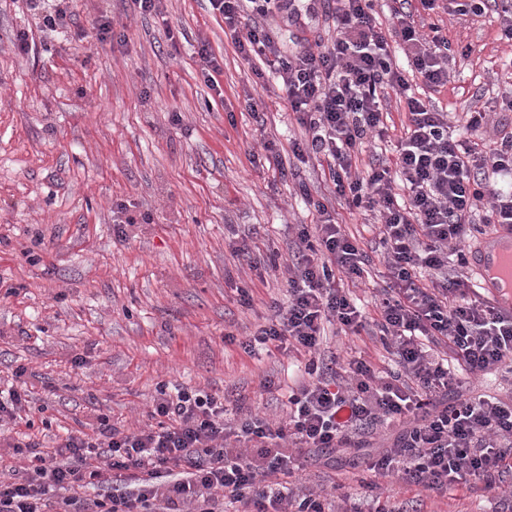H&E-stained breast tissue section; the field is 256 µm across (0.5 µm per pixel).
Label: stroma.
<instances>
[{
  "label": "stroma",
  "instance_id": "stroma-1",
  "mask_svg": "<svg viewBox=\"0 0 512 512\" xmlns=\"http://www.w3.org/2000/svg\"><path fill=\"white\" fill-rule=\"evenodd\" d=\"M294 6L300 23L283 12L265 22L285 50L328 33L325 0L311 14L307 0ZM62 7L70 21L49 31L24 0H0V391L29 390L30 435L48 448L100 415L121 430L146 427L162 383L239 397L280 420L300 375L295 360L248 354L240 341L287 301L284 266L299 225L316 221V201L371 251V277L339 285L373 313L383 286L376 219L336 198L324 161L293 156L305 130L274 72L258 91L263 111H249L252 71L263 63L241 57L208 0H162L146 16L133 0ZM103 18L115 35L100 40ZM496 19L492 10L423 17L470 49L431 95L453 116L512 92V47L498 40ZM20 31L25 53L14 44ZM201 37L221 65L216 102L199 76ZM267 139L279 166L265 159ZM244 239L261 259L276 255L275 265H240L232 248ZM241 288L250 305L238 303ZM325 353L391 365L366 335L330 338ZM364 468V455L331 453L307 462L294 484L318 490L343 476L354 487ZM421 498V512L501 509L478 487Z\"/></svg>",
  "mask_w": 512,
  "mask_h": 512
}]
</instances>
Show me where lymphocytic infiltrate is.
Instances as JSON below:
<instances>
[{"instance_id":"obj_1","label":"lymphocytic infiltrate","mask_w":512,"mask_h":512,"mask_svg":"<svg viewBox=\"0 0 512 512\" xmlns=\"http://www.w3.org/2000/svg\"><path fill=\"white\" fill-rule=\"evenodd\" d=\"M244 59H270L307 140L294 156L325 160L338 196L378 213L385 286L377 318H367L337 276L362 280L370 260L322 202L301 227L288 268V300L243 341L304 359L306 378L291 389L282 421L238 409L202 390L160 385L153 422L127 433L99 416L91 431L67 433L54 450L18 440L22 469L0 479V512H401L377 480L445 494L482 484L503 491L512 512V399L460 392L459 372L483 376L512 369V311L477 293L461 270L467 242L483 224H512V134L492 144L475 137L485 111L447 112L416 96L448 84L454 50L438 24L422 26L409 0H392L382 29L372 0H335L329 38L283 53L263 18L283 0H209ZM398 44L407 64L392 60ZM405 103L407 121L395 159L359 171L364 144L385 141L386 92ZM347 336L378 337L397 364L378 376L371 362L326 365L327 325ZM399 424L392 443L369 455L363 494L297 491L288 480L312 451L358 448L357 433Z\"/></svg>"}]
</instances>
